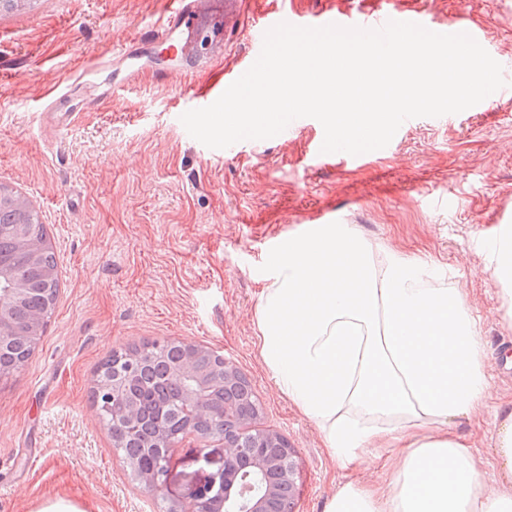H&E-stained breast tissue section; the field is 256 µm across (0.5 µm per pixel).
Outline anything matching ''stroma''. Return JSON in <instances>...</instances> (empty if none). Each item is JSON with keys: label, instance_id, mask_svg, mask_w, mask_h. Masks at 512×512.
I'll list each match as a JSON object with an SVG mask.
<instances>
[{"label": "stroma", "instance_id": "1", "mask_svg": "<svg viewBox=\"0 0 512 512\" xmlns=\"http://www.w3.org/2000/svg\"><path fill=\"white\" fill-rule=\"evenodd\" d=\"M356 11L365 0H205L181 39L209 46L190 58L157 40L137 46L143 70L118 57L160 28L172 0H38L0 15V183L23 194L51 231L60 288L41 341L0 378V512H40L65 499L81 512H168L190 482L224 460L212 440L189 436L170 459L165 491L148 494L127 475L93 402L98 367L112 351L185 338L223 353L262 405L259 428L282 435L298 457L294 512H323L349 480L389 476L387 451L341 469L311 424L274 386L253 312L270 262L320 212L464 288L492 351L489 372L512 398V328L498 321L496 285L483 241L512 225V98L487 112L418 117L393 145L313 159L324 129L212 149L180 121L189 101H215L224 76L251 51L248 34L267 12ZM490 55L512 70V0H467ZM134 44V43H133ZM106 58L97 85L77 89L75 115L53 133L43 104L83 63ZM492 413L457 432L486 479Z\"/></svg>", "mask_w": 512, "mask_h": 512}]
</instances>
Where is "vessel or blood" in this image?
<instances>
[{"mask_svg":"<svg viewBox=\"0 0 512 512\" xmlns=\"http://www.w3.org/2000/svg\"><path fill=\"white\" fill-rule=\"evenodd\" d=\"M201 2L202 0H176L159 33L160 38L169 41L171 48L176 53L180 54L185 50L184 45L177 40L176 35L182 24L190 19ZM390 20L417 23L437 33L452 34L465 32L477 40L482 37L480 30L470 24L466 14L462 12L450 16L448 21L436 23L422 11L403 9L396 6L380 8L370 12H353L339 9L316 15H306L284 8L267 16L253 26L249 33L252 47L251 53L241 59L235 67L227 72L226 80L230 83L234 82L250 68L260 54L265 32L280 22L285 21L297 26H323L335 23L346 27L360 26L367 29H377L384 26Z\"/></svg>","mask_w":512,"mask_h":512,"instance_id":"b4317fda","label":"vessel or blood"}]
</instances>
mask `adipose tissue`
Returning a JSON list of instances; mask_svg holds the SVG:
<instances>
[{
  "label": "adipose tissue",
  "instance_id": "obj_1",
  "mask_svg": "<svg viewBox=\"0 0 512 512\" xmlns=\"http://www.w3.org/2000/svg\"><path fill=\"white\" fill-rule=\"evenodd\" d=\"M487 250L512 321V225ZM262 361L343 469L389 449L388 480H352L324 512H512V400L497 398L488 343L463 289L356 230L322 224L271 262L255 308ZM492 409L494 481L458 425Z\"/></svg>",
  "mask_w": 512,
  "mask_h": 512
}]
</instances>
